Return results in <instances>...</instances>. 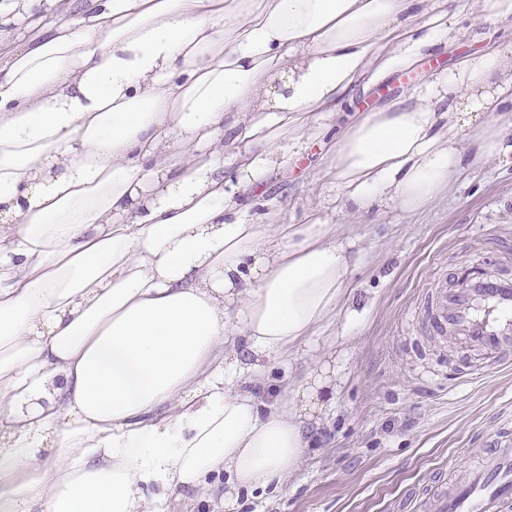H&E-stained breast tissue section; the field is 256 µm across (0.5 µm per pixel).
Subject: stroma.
<instances>
[{
	"label": "stroma",
	"mask_w": 512,
	"mask_h": 512,
	"mask_svg": "<svg viewBox=\"0 0 512 512\" xmlns=\"http://www.w3.org/2000/svg\"><path fill=\"white\" fill-rule=\"evenodd\" d=\"M459 21L468 37L421 65L356 89L323 132L266 184L286 218L318 209L352 240L347 310L307 344L265 360L264 382L302 378L336 362V399L315 426L289 479L242 492L237 512H413L414 495L439 481L459 485L499 434L512 432V365L416 327L429 288L479 274L512 273V164L477 162L447 198L408 215L391 203L360 217L329 203L326 168L338 128L365 105L395 99L457 57L479 49L475 33L512 44V18L488 22L478 9Z\"/></svg>",
	"instance_id": "stroma-1"
}]
</instances>
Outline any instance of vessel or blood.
<instances>
[{"instance_id": "obj_1", "label": "vessel or blood", "mask_w": 512, "mask_h": 512, "mask_svg": "<svg viewBox=\"0 0 512 512\" xmlns=\"http://www.w3.org/2000/svg\"><path fill=\"white\" fill-rule=\"evenodd\" d=\"M419 327L431 336H455L462 346L503 360L512 354V276L479 275L453 289L437 284L429 291ZM413 508L415 512H512V441H500L470 472L461 490H426Z\"/></svg>"}]
</instances>
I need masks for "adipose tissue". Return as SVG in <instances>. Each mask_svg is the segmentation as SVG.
<instances>
[{
	"label": "adipose tissue",
	"mask_w": 512,
	"mask_h": 512,
	"mask_svg": "<svg viewBox=\"0 0 512 512\" xmlns=\"http://www.w3.org/2000/svg\"><path fill=\"white\" fill-rule=\"evenodd\" d=\"M74 2L0 0V512H225L332 401L327 361L267 410L243 383L336 314L352 261L319 212L248 203L365 74L459 31L448 0ZM511 56L359 112L327 169L343 210L413 214L512 163Z\"/></svg>",
	"instance_id": "1"
}]
</instances>
